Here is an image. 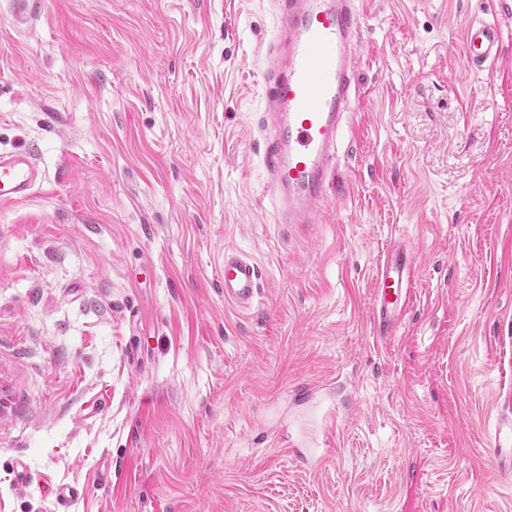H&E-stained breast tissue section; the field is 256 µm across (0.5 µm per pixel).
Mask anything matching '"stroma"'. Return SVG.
Instances as JSON below:
<instances>
[{
  "mask_svg": "<svg viewBox=\"0 0 512 512\" xmlns=\"http://www.w3.org/2000/svg\"><path fill=\"white\" fill-rule=\"evenodd\" d=\"M495 7L367 0L350 195L292 235L260 164L272 0H0V151L45 175L0 206V512H512V24L462 59ZM398 239L415 299L381 340ZM228 248L262 271L247 311ZM503 22L468 24L463 34L466 68L483 71L496 64L502 53ZM417 267L410 248L395 241L378 269L372 314L374 332L392 335L404 320L414 298ZM261 271L255 261L234 250L224 251V300L250 310L260 293ZM492 453L501 467L512 470V396L507 395L500 403L494 431L491 436Z\"/></svg>",
  "mask_w": 512,
  "mask_h": 512,
  "instance_id": "1",
  "label": "stroma"
}]
</instances>
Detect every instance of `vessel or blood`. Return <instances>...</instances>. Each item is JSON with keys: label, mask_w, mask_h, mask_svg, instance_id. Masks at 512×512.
Masks as SVG:
<instances>
[{"label": "vessel or blood", "mask_w": 512, "mask_h": 512, "mask_svg": "<svg viewBox=\"0 0 512 512\" xmlns=\"http://www.w3.org/2000/svg\"><path fill=\"white\" fill-rule=\"evenodd\" d=\"M278 33L263 56L265 110L258 123L261 157L278 223L295 231L319 223L336 185L337 156L354 125L352 102L365 14L358 0H274ZM503 23H473L463 34L465 66L483 71L502 53ZM30 148L0 153V205L27 198L44 180ZM417 267L410 248L395 241L375 280L374 332L392 335L414 298ZM261 271L246 255L224 252V299L251 309ZM501 467L512 470V396L498 409L491 436Z\"/></svg>", "instance_id": "b4317fda"}]
</instances>
